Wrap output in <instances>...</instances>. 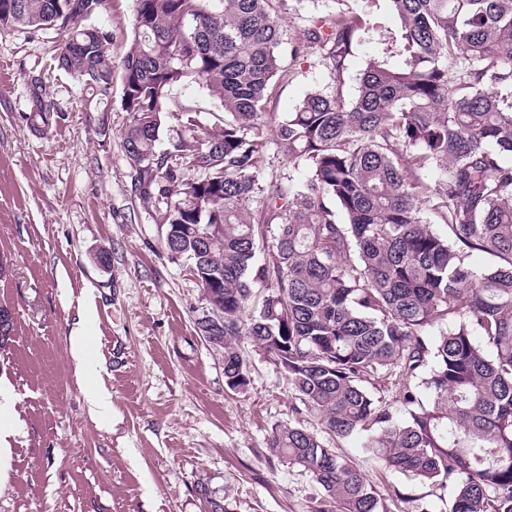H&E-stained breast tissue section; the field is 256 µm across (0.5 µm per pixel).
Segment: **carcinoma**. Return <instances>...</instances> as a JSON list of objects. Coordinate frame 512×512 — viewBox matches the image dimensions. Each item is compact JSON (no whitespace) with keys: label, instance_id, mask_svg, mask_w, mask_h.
Here are the masks:
<instances>
[{"label":"carcinoma","instance_id":"obj_1","mask_svg":"<svg viewBox=\"0 0 512 512\" xmlns=\"http://www.w3.org/2000/svg\"><path fill=\"white\" fill-rule=\"evenodd\" d=\"M382 1L399 27L380 35L350 95L355 47L378 29ZM299 2L134 0L121 65L131 194L153 223L182 225V258L215 297L210 335L229 388L249 384L236 349L246 336L322 433H365L386 467L451 487L448 512H512V0H331L290 51L314 54L329 81L280 120L270 95L293 76L281 19ZM68 3L0 0V29L56 28L54 68L102 101L108 34L62 23ZM72 42L84 54L67 55ZM186 83L219 108L173 105ZM29 100L27 122L48 128L44 83ZM168 123L181 135L161 147ZM269 127L288 171L267 177ZM472 251L494 262L475 267ZM392 368L427 392L404 385L401 417L371 391ZM269 448L310 475L312 512H384L321 433L279 425Z\"/></svg>","mask_w":512,"mask_h":512}]
</instances>
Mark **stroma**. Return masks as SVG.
I'll return each instance as SVG.
<instances>
[{"mask_svg":"<svg viewBox=\"0 0 512 512\" xmlns=\"http://www.w3.org/2000/svg\"><path fill=\"white\" fill-rule=\"evenodd\" d=\"M133 0H105L95 17L120 63ZM53 30H0V305L14 336L0 347V385L13 405L0 476V512H311L308 473L274 455L288 422L316 427L287 378L249 339L238 351L250 383L233 390L224 355L196 320L209 309L184 262L167 258L164 230L130 193L122 147L121 75L107 111L72 78L52 74L59 114L44 132L26 122L27 78L49 63ZM270 111L287 117L327 81L313 55L292 62ZM94 333L89 365L70 353L74 329ZM104 387L112 412L91 413ZM362 436L326 437L374 485L386 512H443L453 495L387 468Z\"/></svg>","mask_w":512,"mask_h":512,"instance_id":"1","label":"stroma"}]
</instances>
